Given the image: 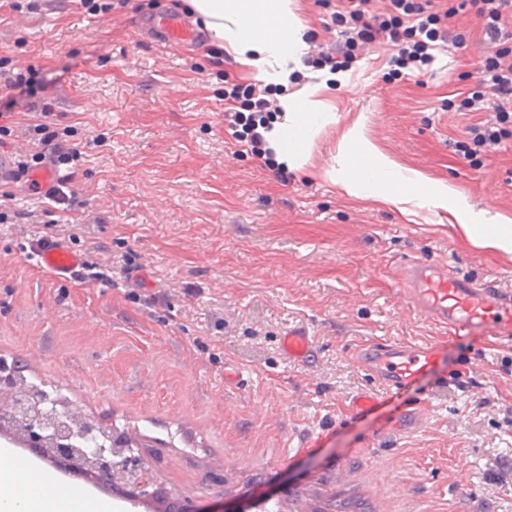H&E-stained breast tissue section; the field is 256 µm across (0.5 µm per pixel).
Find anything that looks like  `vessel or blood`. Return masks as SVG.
<instances>
[{
  "instance_id": "obj_1",
  "label": "vessel or blood",
  "mask_w": 512,
  "mask_h": 512,
  "mask_svg": "<svg viewBox=\"0 0 512 512\" xmlns=\"http://www.w3.org/2000/svg\"><path fill=\"white\" fill-rule=\"evenodd\" d=\"M143 29L158 34L163 44L174 47L196 38V30L174 12L150 15L140 21ZM38 263L57 281L67 282L81 258L69 245L48 241L35 251ZM402 279L408 303L430 321L457 336L479 332L492 339H512V293L495 285L465 279L447 266L414 259L404 266ZM283 347L288 356L303 359L311 348L305 331L290 330ZM352 359L379 385L391 393L436 371L443 350L437 343H369L357 349Z\"/></svg>"
}]
</instances>
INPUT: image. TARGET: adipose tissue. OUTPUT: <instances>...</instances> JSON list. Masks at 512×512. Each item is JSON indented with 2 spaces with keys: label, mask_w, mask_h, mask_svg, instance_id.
Segmentation results:
<instances>
[{
  "label": "adipose tissue",
  "mask_w": 512,
  "mask_h": 512,
  "mask_svg": "<svg viewBox=\"0 0 512 512\" xmlns=\"http://www.w3.org/2000/svg\"><path fill=\"white\" fill-rule=\"evenodd\" d=\"M215 43L232 54L258 79L287 82L288 64L299 61L307 48L306 28L295 0H189ZM324 84L308 86L297 95L279 99L282 119L272 121L263 137L277 164L305 168L324 129L335 123L334 108ZM338 168L327 177L348 196L371 199L415 216L427 207L449 213L476 248L512 253V219L475 211L466 195L445 181L427 178L384 154L367 137L364 120H357L337 145ZM53 478L21 461L0 463V512H114L112 503L72 492L49 497Z\"/></svg>",
  "instance_id": "adipose-tissue-1"
}]
</instances>
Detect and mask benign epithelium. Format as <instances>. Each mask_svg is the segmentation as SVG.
Here are the masks:
<instances>
[{
  "instance_id": "obj_1",
  "label": "benign epithelium",
  "mask_w": 512,
  "mask_h": 512,
  "mask_svg": "<svg viewBox=\"0 0 512 512\" xmlns=\"http://www.w3.org/2000/svg\"><path fill=\"white\" fill-rule=\"evenodd\" d=\"M35 394H24L15 378L12 365L0 358V417L9 418V428L17 433L28 448H44L53 452H66L76 440L87 447L89 466L102 476L131 482L132 498H149L151 479L148 462L143 451L128 443L126 456L115 459L106 448L99 447L95 430L84 425L83 418L70 413L57 412L48 398L33 401Z\"/></svg>"
}]
</instances>
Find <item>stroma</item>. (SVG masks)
<instances>
[{
    "instance_id": "obj_1",
    "label": "stroma",
    "mask_w": 512,
    "mask_h": 512,
    "mask_svg": "<svg viewBox=\"0 0 512 512\" xmlns=\"http://www.w3.org/2000/svg\"><path fill=\"white\" fill-rule=\"evenodd\" d=\"M0 0V59L22 73L0 91L8 145L28 134L23 112L47 105L51 129L82 157L76 208L100 218L77 251L129 255L133 284L52 280L22 226L0 224V357L67 407L124 428L144 447L153 487L200 512L242 501L311 502L336 490L376 492L381 512H512V340L449 337L403 302L401 266L415 258L512 291V253L471 248L449 225L405 220L351 197L324 175L359 117L402 167L452 183L475 208L512 217V122L470 159L457 144L492 110L459 104L491 48L472 7L448 25L465 43L437 50L425 73L394 74L386 40L364 44L348 70L312 66L342 44V0H296L306 62L289 93L327 81L336 122L305 169L266 164L224 125V88L250 85L210 37L179 48L141 39L157 10L189 15L187 0ZM168 290L170 302H154ZM305 329L309 356L288 359L282 338ZM437 342L439 372L348 404L375 386L352 360L366 342ZM240 380L225 385V368ZM416 407L417 431L397 427Z\"/></svg>"
}]
</instances>
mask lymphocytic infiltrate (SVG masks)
<instances>
[{"mask_svg":"<svg viewBox=\"0 0 512 512\" xmlns=\"http://www.w3.org/2000/svg\"><path fill=\"white\" fill-rule=\"evenodd\" d=\"M346 3L344 17L351 22L353 32L340 52L324 54L320 59L321 65L334 70L347 68L357 44L372 41L379 34L387 35L397 48L396 63L402 68L413 63L421 67L431 66L439 43L450 41L459 46L464 41L462 35H449L444 15L427 11L422 0H392L396 14L387 20L370 13L369 0H346ZM469 3L475 7L487 39L495 45L496 51L481 61L477 71L480 89L464 98L461 106L476 112L481 110L485 100H492L498 119L503 121L512 114V0H469ZM224 99L238 106L237 111L224 113L225 121L236 128L238 140L247 142L255 154H263L264 139L260 129L269 123L265 99L258 97L254 87L239 84L226 88ZM33 119L31 129L38 136L37 142L28 148L14 150L19 174L41 166L58 169L79 160L76 149L50 133L46 113H34ZM50 196L52 207L37 213L28 210L12 215L0 211V223H7L12 218L30 224L40 217L53 222L60 238H76L89 219L84 214H73L74 191L68 181H59L52 187Z\"/></svg>","mask_w":512,"mask_h":512,"instance_id":"lymphocytic-infiltrate-1","label":"lymphocytic infiltrate"}]
</instances>
